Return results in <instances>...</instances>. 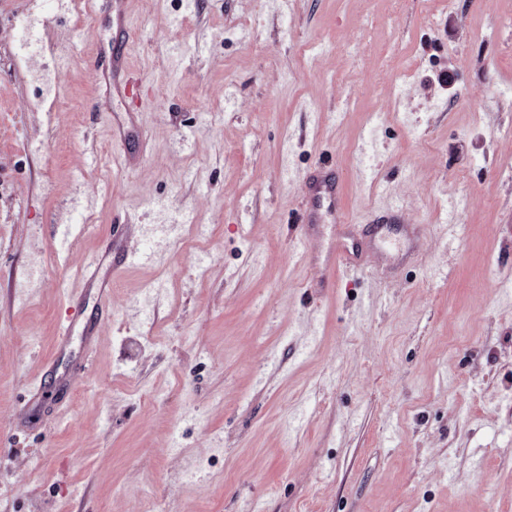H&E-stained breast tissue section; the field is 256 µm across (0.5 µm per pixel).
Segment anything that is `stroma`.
<instances>
[{
  "label": "stroma",
  "instance_id": "obj_1",
  "mask_svg": "<svg viewBox=\"0 0 512 512\" xmlns=\"http://www.w3.org/2000/svg\"><path fill=\"white\" fill-rule=\"evenodd\" d=\"M118 13L140 90L103 112ZM324 161L354 238L391 211L423 235L321 292ZM116 221L132 258L74 375L58 327L79 294L97 316ZM147 501L512 512V0H0V512ZM307 208L302 215L301 224L310 230L312 224L330 221L332 224L345 223L339 206V184L334 170L323 162L307 178L305 183ZM115 244L112 245V233L110 237V241L106 249L101 254L99 262L95 266V268L91 271L90 275L86 280V285L91 288H95L98 290L99 294L102 296H107L112 291V280L108 277L101 278L100 266L107 261L109 268L112 269V273L115 274L120 266L121 260L112 261V249Z\"/></svg>",
  "mask_w": 512,
  "mask_h": 512
}]
</instances>
